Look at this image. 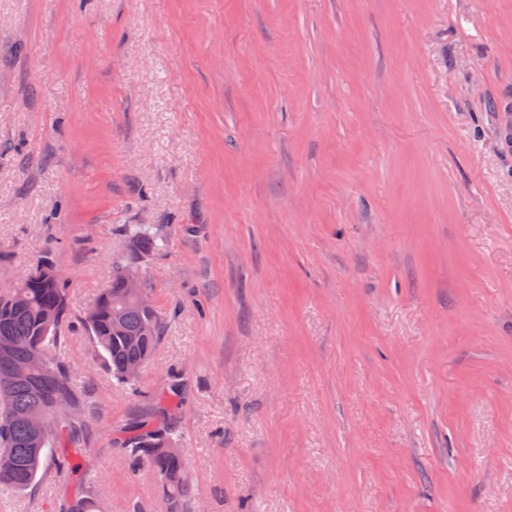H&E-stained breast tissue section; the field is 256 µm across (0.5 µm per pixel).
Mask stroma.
Here are the masks:
<instances>
[{"label":"stroma","instance_id":"stroma-1","mask_svg":"<svg viewBox=\"0 0 512 512\" xmlns=\"http://www.w3.org/2000/svg\"><path fill=\"white\" fill-rule=\"evenodd\" d=\"M136 390L81 319L130 253ZM65 262L86 430L0 512H512V0H0V290ZM124 232L141 253L154 252L161 247L159 237L147 224H128ZM131 429L132 435L122 448L129 466L134 470L147 466L163 481L165 512H186L192 492V479L185 457L178 454H184L185 450L177 448L173 437L174 428L166 425L151 429L139 424ZM100 491L95 483L80 479L73 495L63 503L66 512H100Z\"/></svg>","mask_w":512,"mask_h":512}]
</instances>
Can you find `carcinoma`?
Here are the masks:
<instances>
[{
    "label": "carcinoma",
    "instance_id": "cac0c4a2",
    "mask_svg": "<svg viewBox=\"0 0 512 512\" xmlns=\"http://www.w3.org/2000/svg\"><path fill=\"white\" fill-rule=\"evenodd\" d=\"M124 232L141 253L160 249L159 237L147 224H129ZM50 266L41 265L0 292V340L10 342V350L0 357V487L15 492L35 485L50 456L57 457L60 467L72 469L87 452L82 447L83 423L72 417L78 409L75 379L51 353L68 326V293L65 281L54 276ZM126 266L123 257L112 261V277L83 326L114 383L128 388L136 381L127 377L126 366L150 360L161 338L162 318L156 310H142L127 295L122 284ZM37 354L43 363L32 368ZM26 367V376L14 377L17 369ZM43 415L54 416L56 426L35 448L34 422ZM174 433L170 425H134L124 451L132 469L147 466L163 481L165 512H186L192 479L185 457L173 452ZM100 500L96 484L83 479L63 510L101 512Z\"/></svg>",
    "mask_w": 512,
    "mask_h": 512
}]
</instances>
